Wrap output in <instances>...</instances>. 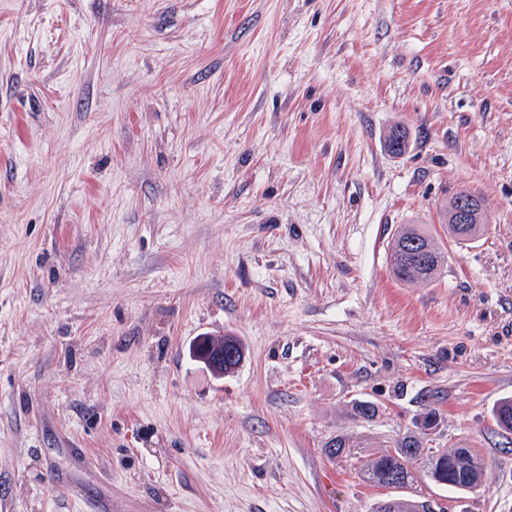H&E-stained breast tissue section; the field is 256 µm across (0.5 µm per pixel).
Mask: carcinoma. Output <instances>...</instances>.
Masks as SVG:
<instances>
[{"mask_svg":"<svg viewBox=\"0 0 512 512\" xmlns=\"http://www.w3.org/2000/svg\"><path fill=\"white\" fill-rule=\"evenodd\" d=\"M385 141L388 149L400 154L405 151L408 134L398 125L391 127ZM449 230L460 243L470 242L478 237L479 224H469L459 228L449 225ZM390 261L393 275L400 281L433 282L441 273L445 263V253L434 239L413 224L401 226L390 243ZM224 351L227 364L224 372L232 373L241 364L245 351L235 336H224ZM496 426L512 432V398L502 399L493 411ZM485 461L468 448H453L442 451L436 457L424 454L421 437L409 434L397 441L393 448H385L377 453L372 465L362 471V478L373 487L404 489L426 478L436 485L466 491L474 489V484L483 481ZM381 500L388 505L380 512H420L421 501L398 496L385 495Z\"/></svg>","mask_w":512,"mask_h":512,"instance_id":"1","label":"carcinoma"}]
</instances>
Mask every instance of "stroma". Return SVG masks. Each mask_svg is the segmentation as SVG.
I'll use <instances>...</instances> for the list:
<instances>
[{
	"label": "stroma",
	"mask_w": 512,
	"mask_h": 512,
	"mask_svg": "<svg viewBox=\"0 0 512 512\" xmlns=\"http://www.w3.org/2000/svg\"><path fill=\"white\" fill-rule=\"evenodd\" d=\"M403 224L435 282L394 277ZM506 396L512 0H0V512H88L51 468L109 512H368L432 410L483 486L404 496L512 512ZM471 206L470 199L461 197L454 204V212L459 224H466L467 227L460 229L457 224H448L449 230L459 243L470 242L478 237L481 224L469 223ZM420 250L422 252L415 253ZM390 261L392 273L398 280L431 283L441 273L446 257L428 233L413 224H405L393 235ZM225 351L227 364L225 362ZM230 351H233V355L230 354ZM193 352L197 360L205 365L209 362L210 367L220 377H223L225 372L227 374L233 373L245 357V351L241 342L237 337L230 335L206 338L205 352L208 356V362L203 358V353L200 351L198 343Z\"/></svg>",
	"instance_id": "35a3bbf8"
}]
</instances>
